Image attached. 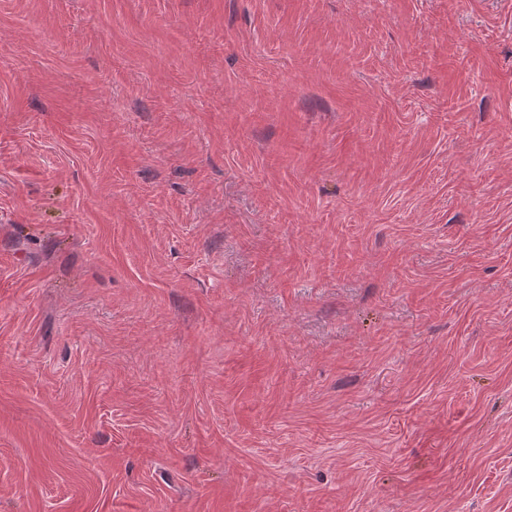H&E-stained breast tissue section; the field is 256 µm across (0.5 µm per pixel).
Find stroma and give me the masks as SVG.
<instances>
[{
	"label": "stroma",
	"instance_id": "1",
	"mask_svg": "<svg viewBox=\"0 0 512 512\" xmlns=\"http://www.w3.org/2000/svg\"><path fill=\"white\" fill-rule=\"evenodd\" d=\"M0 512H512V0H0Z\"/></svg>",
	"mask_w": 512,
	"mask_h": 512
}]
</instances>
